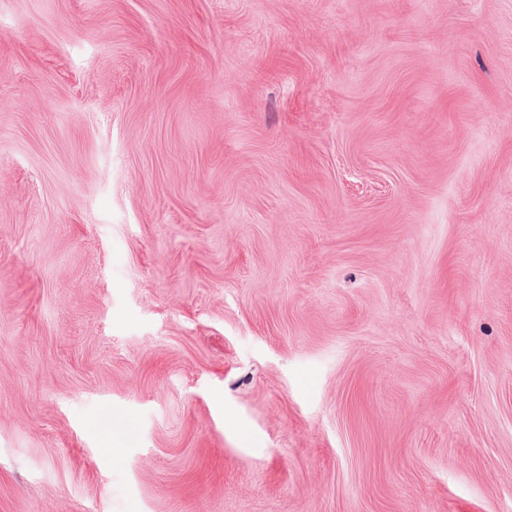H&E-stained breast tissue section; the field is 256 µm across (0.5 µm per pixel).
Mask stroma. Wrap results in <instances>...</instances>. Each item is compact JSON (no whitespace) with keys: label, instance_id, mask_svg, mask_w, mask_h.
Returning a JSON list of instances; mask_svg holds the SVG:
<instances>
[{"label":"stroma","instance_id":"obj_1","mask_svg":"<svg viewBox=\"0 0 512 512\" xmlns=\"http://www.w3.org/2000/svg\"><path fill=\"white\" fill-rule=\"evenodd\" d=\"M0 512H512V0H0Z\"/></svg>","mask_w":512,"mask_h":512}]
</instances>
